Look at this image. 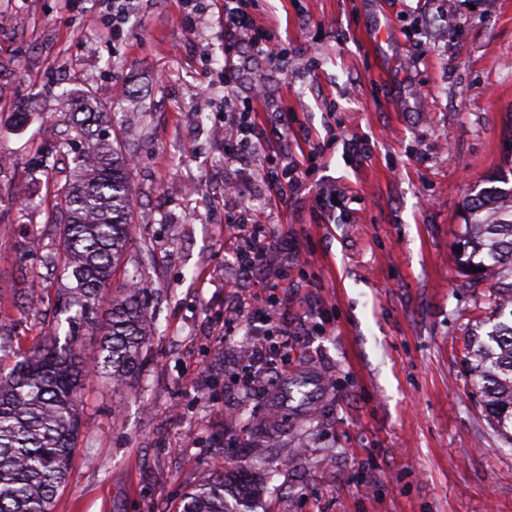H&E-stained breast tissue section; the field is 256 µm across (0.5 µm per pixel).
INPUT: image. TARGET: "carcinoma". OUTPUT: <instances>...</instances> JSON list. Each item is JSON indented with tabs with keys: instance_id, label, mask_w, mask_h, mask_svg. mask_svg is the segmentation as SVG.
<instances>
[{
	"instance_id": "obj_1",
	"label": "carcinoma",
	"mask_w": 512,
	"mask_h": 512,
	"mask_svg": "<svg viewBox=\"0 0 512 512\" xmlns=\"http://www.w3.org/2000/svg\"><path fill=\"white\" fill-rule=\"evenodd\" d=\"M76 137L87 139L75 166L53 194L65 216L57 228V253L74 286L65 289L69 323H84L99 336L96 350H77L73 336H44L31 346L0 323V512H52L64 483L80 420L77 394L88 374L121 387L140 371L151 323L140 306L136 281L129 297L112 307L109 322L95 320L99 295L110 287L128 243L133 193L130 160L112 143L89 138L105 113L91 106L90 93L65 96ZM467 240L457 256L465 271L495 267L512 276V187H490L463 205ZM494 301L499 322L486 338L468 344L481 379L485 412L506 435L512 429V288ZM253 479L242 470L205 473L183 498L179 512H251Z\"/></svg>"
}]
</instances>
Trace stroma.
<instances>
[{
	"label": "stroma",
	"mask_w": 512,
	"mask_h": 512,
	"mask_svg": "<svg viewBox=\"0 0 512 512\" xmlns=\"http://www.w3.org/2000/svg\"><path fill=\"white\" fill-rule=\"evenodd\" d=\"M0 16V322L39 341L72 284L44 263L62 220L46 201L82 148L59 95L86 88L112 115L100 137L133 159L129 242L98 315L138 278L155 327L128 387L80 390L53 512H175L228 467L261 483L255 512H512V441L472 393L465 350L512 282L456 266L462 203L512 147V0H259L257 26L294 63L271 76L241 59L239 94L264 83L257 130L292 120L287 140L259 143L304 164L284 211L254 157L227 160L224 0H130L117 32L112 0H0ZM243 197L271 241L245 271L224 236ZM34 234L43 252L22 253ZM24 278L35 291H15ZM265 284L292 364L264 367L247 398L242 348L278 339L224 322ZM312 372L328 382L318 403H275Z\"/></svg>",
	"instance_id": "obj_1"
}]
</instances>
